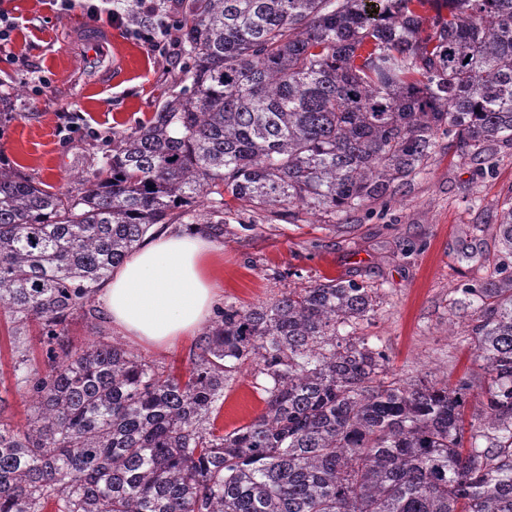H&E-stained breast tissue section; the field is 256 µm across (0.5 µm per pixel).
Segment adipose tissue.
Segmentation results:
<instances>
[{
  "instance_id": "obj_1",
  "label": "adipose tissue",
  "mask_w": 512,
  "mask_h": 512,
  "mask_svg": "<svg viewBox=\"0 0 512 512\" xmlns=\"http://www.w3.org/2000/svg\"><path fill=\"white\" fill-rule=\"evenodd\" d=\"M216 244L200 230L164 231L115 271L103 290L113 325L144 346L193 335L217 299Z\"/></svg>"
}]
</instances>
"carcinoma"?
I'll use <instances>...</instances> for the list:
<instances>
[{
  "label": "carcinoma",
  "instance_id": "carcinoma-1",
  "mask_svg": "<svg viewBox=\"0 0 512 512\" xmlns=\"http://www.w3.org/2000/svg\"><path fill=\"white\" fill-rule=\"evenodd\" d=\"M181 91L120 137L77 186L0 164V316L27 390L0 417V512H512V196L501 263L461 289L487 379L387 380L355 280L224 307L183 377L67 326L157 224L218 196L280 214L357 210L397 192L452 137L474 165L512 148V0H189ZM47 368H27L30 325ZM268 385L219 434L233 373Z\"/></svg>",
  "mask_w": 512,
  "mask_h": 512
}]
</instances>
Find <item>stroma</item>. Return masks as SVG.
Masks as SVG:
<instances>
[{
	"mask_svg": "<svg viewBox=\"0 0 512 512\" xmlns=\"http://www.w3.org/2000/svg\"><path fill=\"white\" fill-rule=\"evenodd\" d=\"M17 22L0 49V162L53 189H68L112 142L157 112L181 88L183 53L150 51L122 29L112 31L108 61L93 70L73 42L89 25L81 7L58 13L50 0H0ZM78 114L96 137L66 141L61 128ZM425 170L394 197L351 212L322 215L300 208L294 216H267L244 205L225 210L213 232L220 305L250 307L281 298L291 288L322 279H356L380 290L377 313L358 335L369 337L404 382L455 383L469 379L466 417L484 418L486 383L472 364L468 318L460 310L463 287L485 280L501 259L496 233L500 205L512 189V148L491 153L484 169L462 160L451 139L438 135ZM196 337L174 348L125 347L157 365L187 374ZM16 356L0 321V396L15 426L26 423L29 403L15 385ZM257 369L246 363L224 391L215 422L220 431L250 422L264 408Z\"/></svg>",
	"mask_w": 512,
	"mask_h": 512,
	"instance_id": "obj_1",
	"label": "stroma"
}]
</instances>
